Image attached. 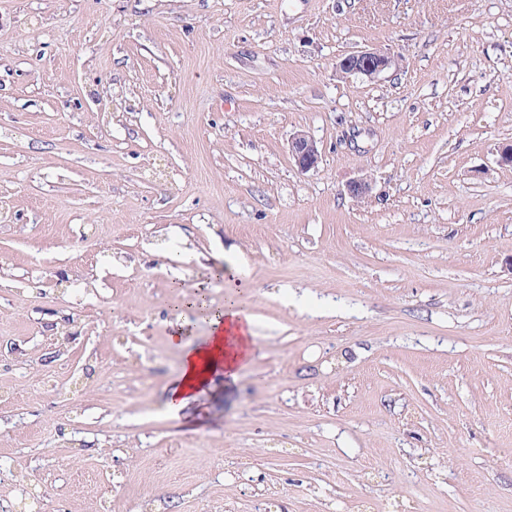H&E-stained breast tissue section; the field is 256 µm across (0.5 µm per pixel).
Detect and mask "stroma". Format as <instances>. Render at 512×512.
I'll return each mask as SVG.
<instances>
[{"mask_svg": "<svg viewBox=\"0 0 512 512\" xmlns=\"http://www.w3.org/2000/svg\"><path fill=\"white\" fill-rule=\"evenodd\" d=\"M510 143L512 0H0V503L512 512ZM398 67V57L376 49L361 50L336 61L337 73L343 76L357 74L369 80H375L386 71ZM290 152L293 160L301 171H309L316 167L319 151L316 142L307 134L299 132L291 139ZM187 304L210 315L218 311L211 307L204 292ZM210 323L211 335L204 343L185 346L179 373L167 388L164 407L172 419H180L189 406L214 389L216 382L234 380L252 355L251 316L225 303L224 309L211 316Z\"/></svg>", "mask_w": 512, "mask_h": 512, "instance_id": "stroma-1", "label": "stroma"}]
</instances>
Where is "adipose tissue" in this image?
<instances>
[{"mask_svg": "<svg viewBox=\"0 0 512 512\" xmlns=\"http://www.w3.org/2000/svg\"><path fill=\"white\" fill-rule=\"evenodd\" d=\"M210 323L211 334L204 343L185 347L179 373L167 388L164 407L170 418L180 419L216 382L235 378L252 355L251 316L228 304Z\"/></svg>", "mask_w": 512, "mask_h": 512, "instance_id": "1", "label": "adipose tissue"}]
</instances>
